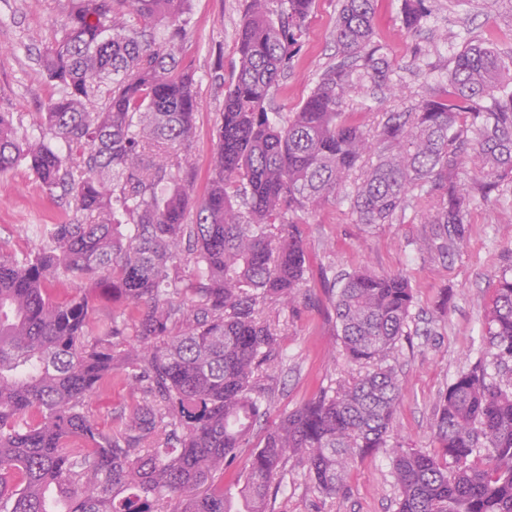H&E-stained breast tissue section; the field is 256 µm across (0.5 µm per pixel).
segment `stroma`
Segmentation results:
<instances>
[{"instance_id":"1","label":"stroma","mask_w":512,"mask_h":512,"mask_svg":"<svg viewBox=\"0 0 512 512\" xmlns=\"http://www.w3.org/2000/svg\"><path fill=\"white\" fill-rule=\"evenodd\" d=\"M342 0H315L298 52L273 94L276 111H294L322 73L338 60L333 37ZM403 0H374V40L395 62L392 84L399 97L368 88L353 95L348 111L365 130L377 129L383 112L414 104L426 91L449 88L453 56L466 44L512 51V0H432L418 31L401 29ZM244 0H191V20L182 58L196 71L200 108L191 143L188 178L192 198L207 188L224 89L210 79L214 68L231 75L238 63L236 41ZM70 0H0V112L31 127L60 92L40 64L43 49L59 38ZM354 185L312 213H298L306 246L304 298L266 306L281 329L279 355L264 372L268 419L276 421L323 392L362 374L345 359L326 279L368 268L410 276L415 306L408 334L386 358L404 380L393 440L407 448L432 449L436 402L457 375L486 347L484 314L495 297L498 277L512 269V183L489 199L476 200L463 237L444 247L432 224H419L413 210L387 224H361L353 210ZM75 213L61 191H48L26 165L0 175V243L22 257L38 244L30 227L57 224ZM123 375L97 391L84 407L102 428L116 426L140 400ZM397 490L390 461L379 451L351 467L344 493L321 494L306 467L289 458L281 475L274 512H395Z\"/></svg>"}]
</instances>
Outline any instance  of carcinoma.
Listing matches in <instances>:
<instances>
[{
    "mask_svg": "<svg viewBox=\"0 0 512 512\" xmlns=\"http://www.w3.org/2000/svg\"><path fill=\"white\" fill-rule=\"evenodd\" d=\"M313 3L247 0L238 67L228 82L211 74L224 108L193 220L185 169L199 101L178 58L190 0H72L42 55L62 87L41 115L45 134L0 112V173L27 163L79 214L40 226L28 257L0 251V512H231L224 469L261 422L259 372L278 356L264 306L298 299L306 272L293 214L336 198L374 153L352 198L358 222L412 206L459 240L476 196L512 179L511 54L469 44L444 94L385 113L371 134L352 120L351 94L393 71L372 40V0H343L341 60L295 111L271 112ZM430 12L428 0H404L402 28ZM57 283L76 293L56 300ZM103 287L133 307L130 321L95 317ZM325 294L347 359L373 370L264 431L238 488L243 512H273L290 457L334 496L354 461L381 448L397 512H512V381L487 366L512 361V274L485 314V358L438 397L431 451L388 447L404 381L382 361L411 319L407 275L354 271ZM129 329L136 346L125 349ZM116 373L143 401L104 430L84 406Z\"/></svg>",
    "mask_w": 512,
    "mask_h": 512,
    "instance_id": "carcinoma-1",
    "label": "carcinoma"
}]
</instances>
